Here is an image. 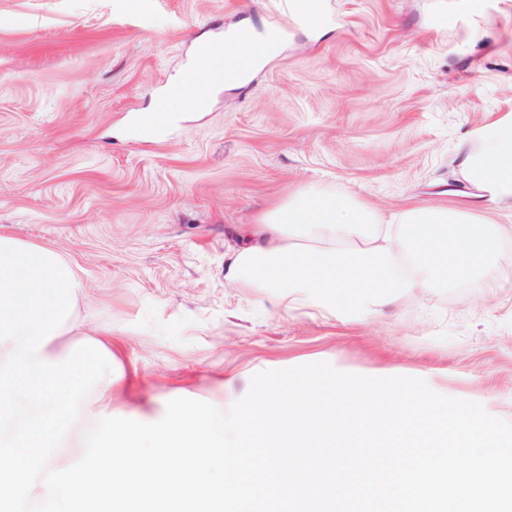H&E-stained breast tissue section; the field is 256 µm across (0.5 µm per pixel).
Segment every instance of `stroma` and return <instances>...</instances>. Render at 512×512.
<instances>
[{
    "label": "stroma",
    "mask_w": 512,
    "mask_h": 512,
    "mask_svg": "<svg viewBox=\"0 0 512 512\" xmlns=\"http://www.w3.org/2000/svg\"><path fill=\"white\" fill-rule=\"evenodd\" d=\"M250 77L165 135L137 134L202 42L278 24L276 0H0V232L61 252L84 287L66 345L111 330L148 383L127 415L174 398L228 409L253 375L327 362L396 367L512 422V282L431 289L342 321L224 278L242 229L320 185L384 220L417 205L512 210L461 169L475 131L512 114V0H324Z\"/></svg>",
    "instance_id": "35a3bbf8"
}]
</instances>
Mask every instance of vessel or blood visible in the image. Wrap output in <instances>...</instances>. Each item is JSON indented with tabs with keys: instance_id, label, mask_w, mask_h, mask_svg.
<instances>
[{
	"instance_id": "vessel-or-blood-1",
	"label": "vessel or blood",
	"mask_w": 512,
	"mask_h": 512,
	"mask_svg": "<svg viewBox=\"0 0 512 512\" xmlns=\"http://www.w3.org/2000/svg\"><path fill=\"white\" fill-rule=\"evenodd\" d=\"M284 3L288 22H297L311 28L323 24L324 14L318 0H284ZM287 24L275 27L271 32L272 39L286 36ZM265 50V43H254L252 56L247 59L237 55L236 44L232 41L201 45L198 49V61L185 71L184 82L191 89L198 104H208L218 89L224 84L235 82L250 68L252 57L261 56ZM179 109V95L175 88H168L158 94L153 111L140 117L142 133L148 137L157 135L171 123Z\"/></svg>"
}]
</instances>
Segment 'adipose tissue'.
I'll use <instances>...</instances> for the list:
<instances>
[{
  "label": "adipose tissue",
  "mask_w": 512,
  "mask_h": 512,
  "mask_svg": "<svg viewBox=\"0 0 512 512\" xmlns=\"http://www.w3.org/2000/svg\"><path fill=\"white\" fill-rule=\"evenodd\" d=\"M475 138L464 171L478 191L512 209V115ZM501 238L496 224L469 210L413 207L387 224L367 203L313 185L252 225L245 245L228 255L224 277L268 289L271 304L292 299L345 318L495 270Z\"/></svg>",
  "instance_id": "ef3b65f1"
}]
</instances>
